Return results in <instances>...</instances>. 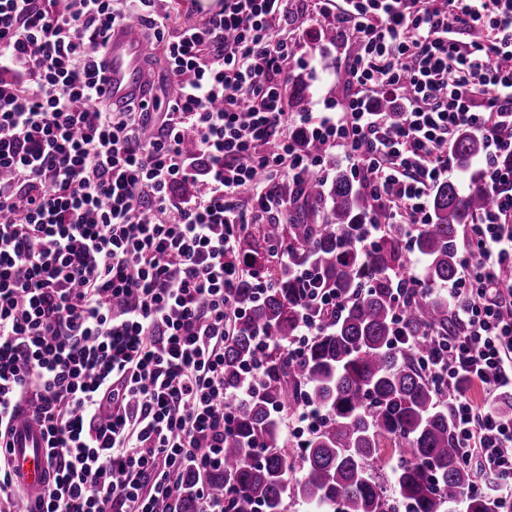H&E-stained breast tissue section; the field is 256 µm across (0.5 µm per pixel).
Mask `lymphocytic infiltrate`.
Wrapping results in <instances>:
<instances>
[{"instance_id": "1", "label": "lymphocytic infiltrate", "mask_w": 512, "mask_h": 512, "mask_svg": "<svg viewBox=\"0 0 512 512\" xmlns=\"http://www.w3.org/2000/svg\"><path fill=\"white\" fill-rule=\"evenodd\" d=\"M155 2L0 0V439L31 403L54 472L31 502L0 447V512H181L190 470L199 512H224L202 481L223 470L233 420L224 345L243 274L268 285L244 235L285 223L291 192L339 153L382 212L354 241L372 247L393 224L412 242L462 128L484 142L495 203L463 229L441 290L453 329L423 365L448 394L473 491L512 512V415L495 407L512 395V0H314L358 49L342 97L296 113L310 33L279 31L298 0H224L184 25ZM141 16L172 79L161 111L114 108L101 86L109 31ZM346 302L305 289L289 356Z\"/></svg>"}]
</instances>
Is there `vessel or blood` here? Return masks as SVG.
Here are the masks:
<instances>
[{
	"instance_id": "vessel-or-blood-1",
	"label": "vessel or blood",
	"mask_w": 512,
	"mask_h": 512,
	"mask_svg": "<svg viewBox=\"0 0 512 512\" xmlns=\"http://www.w3.org/2000/svg\"><path fill=\"white\" fill-rule=\"evenodd\" d=\"M149 46L140 21L130 20L112 28L105 46L107 67L103 87L112 103L150 94L153 75L146 67ZM14 478L39 498L49 482L50 469L45 460V439L41 428L20 411L7 435Z\"/></svg>"
}]
</instances>
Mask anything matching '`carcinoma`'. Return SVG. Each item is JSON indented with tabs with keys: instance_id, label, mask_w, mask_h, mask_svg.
Returning <instances> with one entry per match:
<instances>
[{
	"instance_id": "cac0c4a2",
	"label": "carcinoma",
	"mask_w": 512,
	"mask_h": 512,
	"mask_svg": "<svg viewBox=\"0 0 512 512\" xmlns=\"http://www.w3.org/2000/svg\"><path fill=\"white\" fill-rule=\"evenodd\" d=\"M465 169L484 151L483 140L462 129L452 143ZM330 187L314 179L298 193L286 224H261L242 241L247 262L266 270L273 287L256 295L246 276L236 290L243 316L224 345L227 395L255 357L262 328L277 341L294 336L301 319L304 263L349 298L346 309L324 312L317 336L302 358L292 361L279 347L264 357L257 396L233 402L234 427L224 439V470L205 477L224 512H285V499L298 498L313 512H500L493 498L469 492L472 473L454 440V424L443 394L424 375L414 349L448 335V299L434 290L458 271L460 226L492 206L482 188L463 191L447 181L431 197L434 221L418 229L413 253L424 263L416 272L421 290L406 301L410 345L391 344L396 312L387 282L393 270L406 273L411 257L401 234L388 230L372 249L358 248L345 229L374 213V202L335 161ZM285 240L292 262L270 259L269 246ZM325 412L322 426L288 451L281 422L302 401ZM393 490L377 476L383 451Z\"/></svg>"
}]
</instances>
